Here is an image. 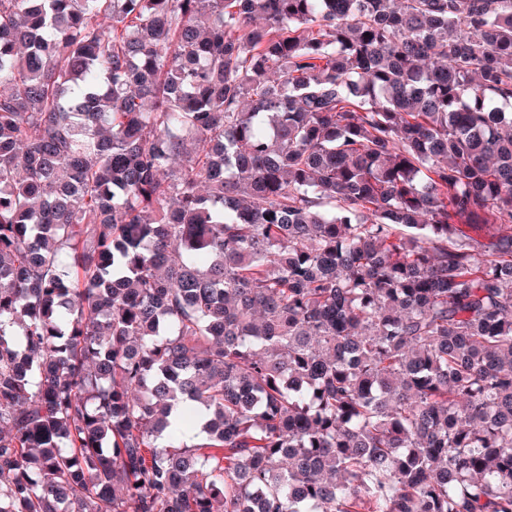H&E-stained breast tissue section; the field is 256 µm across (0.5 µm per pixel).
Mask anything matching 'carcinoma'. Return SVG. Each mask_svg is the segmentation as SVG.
Wrapping results in <instances>:
<instances>
[{"label":"carcinoma","mask_w":512,"mask_h":512,"mask_svg":"<svg viewBox=\"0 0 512 512\" xmlns=\"http://www.w3.org/2000/svg\"><path fill=\"white\" fill-rule=\"evenodd\" d=\"M0 512H512V0H0Z\"/></svg>","instance_id":"cac0c4a2"}]
</instances>
